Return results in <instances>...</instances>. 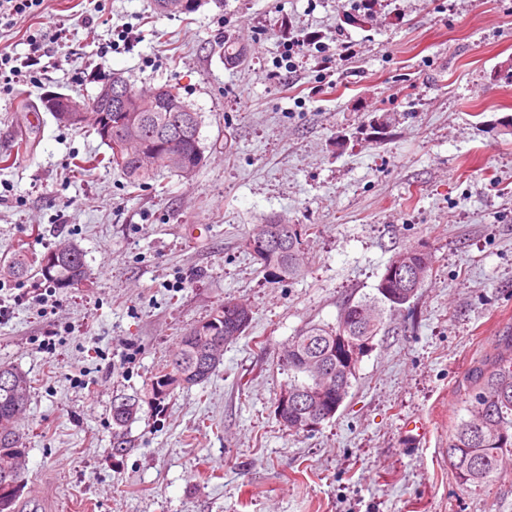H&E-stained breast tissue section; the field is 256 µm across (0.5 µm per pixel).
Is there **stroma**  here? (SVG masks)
<instances>
[{
  "instance_id": "stroma-1",
  "label": "stroma",
  "mask_w": 512,
  "mask_h": 512,
  "mask_svg": "<svg viewBox=\"0 0 512 512\" xmlns=\"http://www.w3.org/2000/svg\"><path fill=\"white\" fill-rule=\"evenodd\" d=\"M0 49L51 52L0 75V257L62 240L93 284L0 283V363L31 380L22 512H512V469L459 486L444 454L468 370L512 332V0H44ZM314 43L287 57L289 38ZM357 45L343 52L342 42ZM238 50L228 62L224 46ZM121 73L178 83L202 116L193 180L132 189L98 165L92 130L19 100L93 97ZM313 224L307 273L280 280L244 251L267 218ZM431 274L360 358L334 417L294 435L275 416L283 345L374 294L392 256ZM253 319L211 379L143 402L112 452L114 397L142 394L181 336L225 299ZM421 421V437L408 432Z\"/></svg>"
}]
</instances>
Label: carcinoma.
<instances>
[{"mask_svg":"<svg viewBox=\"0 0 512 512\" xmlns=\"http://www.w3.org/2000/svg\"><path fill=\"white\" fill-rule=\"evenodd\" d=\"M164 97L130 89L128 107L117 109L111 102L100 109L69 112L57 121L74 129L92 128L110 150L107 165L136 188L152 179L158 168L193 178L205 160L201 145L202 119L188 111L181 87L166 85ZM280 223L273 219L259 224L248 234L242 247L265 269L288 279L304 276L303 237L314 232L312 225H291L288 251L264 248ZM36 273L59 288L90 284L84 254L74 243L63 241L37 253L24 248L0 260V277L16 280ZM377 294L343 303L334 323L314 324L288 340L283 363L288 371V409L275 407L279 424L288 432L312 431L333 418L356 374L360 356L367 353L364 342L386 332L391 312L407 304L416 292L394 282L383 272L375 286ZM252 321L251 309L228 299L208 318L198 322L181 337L171 362L146 384L154 400L166 398L175 389H190L207 381L217 370L222 355L204 352V336H228L235 341ZM342 336L353 342L343 348ZM470 390L466 398L468 417L461 419L446 451L455 481L463 487H481L493 481L504 458L512 456V334L499 339L494 353L468 371ZM30 380L22 370L0 365V463L5 452L24 448L19 417L26 407ZM140 397L120 396L112 401V450H127L126 428L138 418Z\"/></svg>","mask_w":512,"mask_h":512,"instance_id":"obj_1","label":"carcinoma"}]
</instances>
